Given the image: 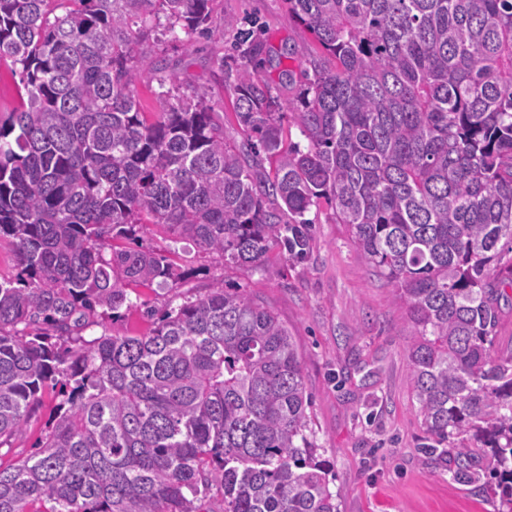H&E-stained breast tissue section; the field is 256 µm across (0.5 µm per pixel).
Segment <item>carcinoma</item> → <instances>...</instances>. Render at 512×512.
<instances>
[{"label": "carcinoma", "mask_w": 512, "mask_h": 512, "mask_svg": "<svg viewBox=\"0 0 512 512\" xmlns=\"http://www.w3.org/2000/svg\"><path fill=\"white\" fill-rule=\"evenodd\" d=\"M216 0H0V443L48 383L62 400L39 450L0 467V512H339L313 440L298 347L276 314L217 288L147 334L83 332L132 306L131 284L179 287L173 255L128 243L152 226L226 263L278 246L308 257L325 201L406 307L410 381L453 478L512 512V350L496 348L512 266V0H285L320 52L284 93L215 62L254 159L226 142L212 92L155 69L156 32L188 46ZM294 115L306 148L285 145ZM268 159L265 168L262 159ZM10 65L0 67V115L12 111L18 105V74H12Z\"/></svg>", "instance_id": "obj_1"}]
</instances>
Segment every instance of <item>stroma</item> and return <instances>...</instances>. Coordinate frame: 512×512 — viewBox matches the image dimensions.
Wrapping results in <instances>:
<instances>
[{
	"label": "stroma",
	"instance_id": "obj_1",
	"mask_svg": "<svg viewBox=\"0 0 512 512\" xmlns=\"http://www.w3.org/2000/svg\"><path fill=\"white\" fill-rule=\"evenodd\" d=\"M216 17L211 37L195 38L188 48L162 43L140 64L136 89L143 111L160 109L154 94L158 66L183 82L206 86L216 59L251 35L266 45L254 65L275 85L282 70L307 69L316 51L284 0H218ZM308 217L313 232L306 261L289 260L275 247L252 268L144 228L141 243L175 248L191 277L174 289L130 286L133 308L88 328L85 338L105 331L145 334L158 315L185 301L213 288L236 290L269 307L299 346L314 439L336 473L340 512H496L499 503L488 493L453 479L450 457L421 463L425 434L409 381L405 309L393 302L391 286L375 275L330 207L319 204ZM57 402L55 391L42 393L23 430L0 444L1 465L35 451Z\"/></svg>",
	"mask_w": 512,
	"mask_h": 512
}]
</instances>
